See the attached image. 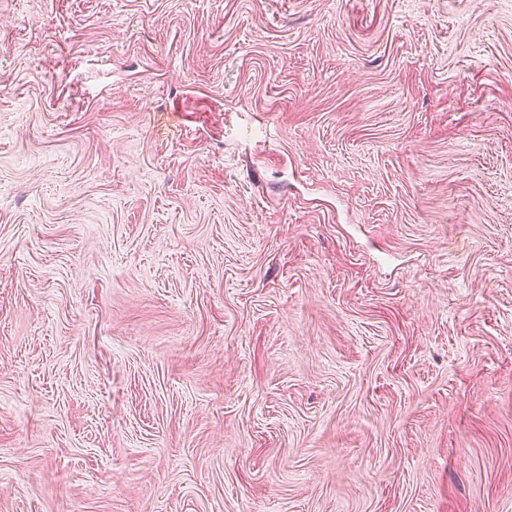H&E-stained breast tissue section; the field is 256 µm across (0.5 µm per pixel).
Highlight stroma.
<instances>
[{"label": "stroma", "instance_id": "35a3bbf8", "mask_svg": "<svg viewBox=\"0 0 512 512\" xmlns=\"http://www.w3.org/2000/svg\"><path fill=\"white\" fill-rule=\"evenodd\" d=\"M0 512H512V0H0Z\"/></svg>", "mask_w": 512, "mask_h": 512}]
</instances>
